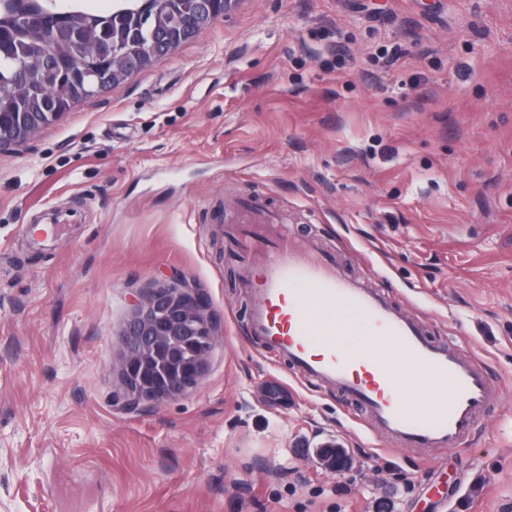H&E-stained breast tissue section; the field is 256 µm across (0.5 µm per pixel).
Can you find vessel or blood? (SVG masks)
<instances>
[{
    "mask_svg": "<svg viewBox=\"0 0 512 512\" xmlns=\"http://www.w3.org/2000/svg\"><path fill=\"white\" fill-rule=\"evenodd\" d=\"M234 254L260 274L262 300L249 315L251 334L308 380L335 387L375 428L410 448L460 447L494 398L484 365L436 340L418 317L385 293L350 276L334 253L296 237L285 217L256 197L238 209ZM349 312L356 335L386 337L398 363L368 351H338L336 316ZM423 371L434 397L410 408L398 395L404 370Z\"/></svg>",
    "mask_w": 512,
    "mask_h": 512,
    "instance_id": "vessel-or-blood-1",
    "label": "vessel or blood"
}]
</instances>
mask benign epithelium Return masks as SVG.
Here are the masks:
<instances>
[{
    "label": "benign epithelium",
    "instance_id": "7a95c632",
    "mask_svg": "<svg viewBox=\"0 0 512 512\" xmlns=\"http://www.w3.org/2000/svg\"><path fill=\"white\" fill-rule=\"evenodd\" d=\"M235 2L224 0V11L218 14H188L182 26L191 31L213 25ZM44 126L38 117L22 112L16 126H0V148L22 147ZM216 330L208 303L197 290L159 287L141 294L119 333L123 408L136 413L147 404L174 400L196 388L208 370Z\"/></svg>",
    "mask_w": 512,
    "mask_h": 512
}]
</instances>
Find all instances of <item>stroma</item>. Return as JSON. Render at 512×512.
<instances>
[{"mask_svg":"<svg viewBox=\"0 0 512 512\" xmlns=\"http://www.w3.org/2000/svg\"><path fill=\"white\" fill-rule=\"evenodd\" d=\"M246 196L485 364L464 448L376 433L248 334ZM42 209L82 221L40 244ZM183 281L207 375L125 413L117 335ZM0 512H512V0H237L0 150Z\"/></svg>","mask_w":512,"mask_h":512,"instance_id":"35a3bbf8","label":"stroma"}]
</instances>
